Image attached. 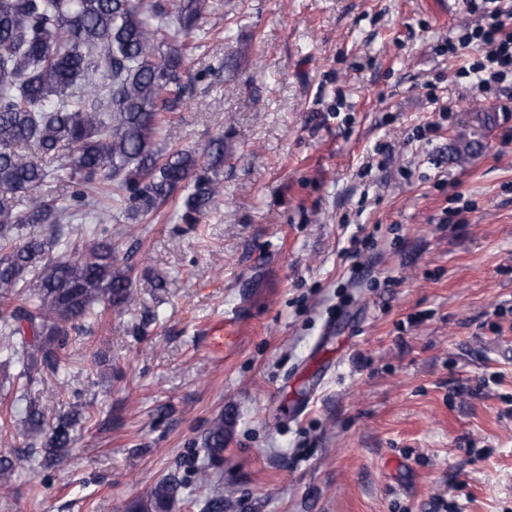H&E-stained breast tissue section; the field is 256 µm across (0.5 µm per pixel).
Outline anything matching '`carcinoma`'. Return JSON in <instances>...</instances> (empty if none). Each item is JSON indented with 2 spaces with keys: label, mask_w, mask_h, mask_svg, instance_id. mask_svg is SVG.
I'll list each match as a JSON object with an SVG mask.
<instances>
[{
  "label": "carcinoma",
  "mask_w": 512,
  "mask_h": 512,
  "mask_svg": "<svg viewBox=\"0 0 512 512\" xmlns=\"http://www.w3.org/2000/svg\"><path fill=\"white\" fill-rule=\"evenodd\" d=\"M210 0H0V353L27 383L67 371L70 333L118 309L133 285L107 224H149L181 184L184 220L224 198V135L202 154L158 147L189 89L198 32L219 24ZM57 160L52 167L47 161ZM66 184L58 204L39 193ZM48 396L26 407L43 461L65 457L75 415ZM204 448L224 449V415ZM175 485L157 482L125 512H169Z\"/></svg>",
  "instance_id": "obj_1"
}]
</instances>
